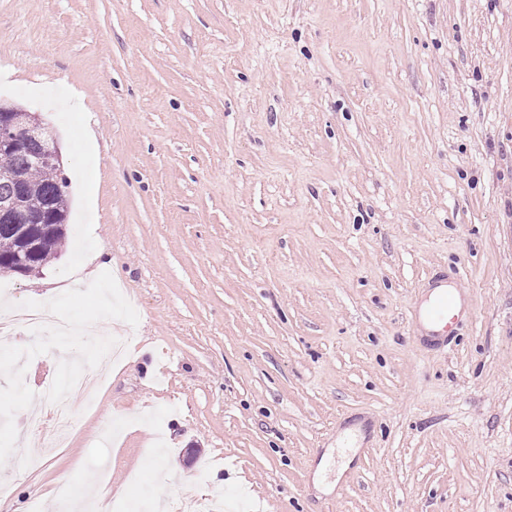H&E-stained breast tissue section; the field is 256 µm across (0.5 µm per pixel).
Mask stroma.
I'll list each match as a JSON object with an SVG mask.
<instances>
[{
    "mask_svg": "<svg viewBox=\"0 0 512 512\" xmlns=\"http://www.w3.org/2000/svg\"><path fill=\"white\" fill-rule=\"evenodd\" d=\"M0 101L57 131L70 198L0 300L97 320L0 337V512L92 473L115 512H512V0H0ZM456 271L462 334L425 349L409 313ZM72 362L105 385L30 467Z\"/></svg>",
    "mask_w": 512,
    "mask_h": 512,
    "instance_id": "35a3bbf8",
    "label": "stroma"
}]
</instances>
